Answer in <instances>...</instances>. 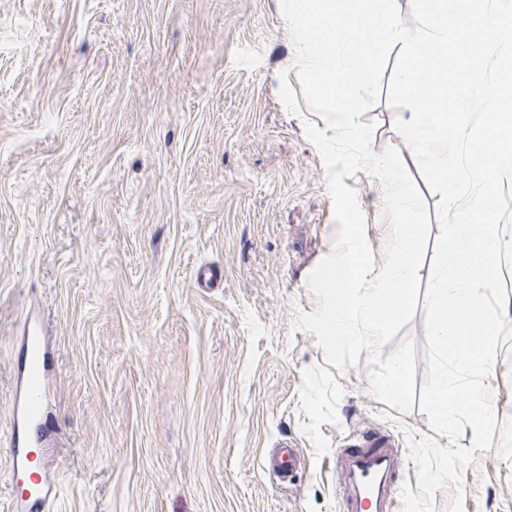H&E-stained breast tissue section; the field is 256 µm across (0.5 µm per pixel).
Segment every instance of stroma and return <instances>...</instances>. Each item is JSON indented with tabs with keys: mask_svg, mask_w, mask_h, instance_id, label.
<instances>
[{
	"mask_svg": "<svg viewBox=\"0 0 512 512\" xmlns=\"http://www.w3.org/2000/svg\"><path fill=\"white\" fill-rule=\"evenodd\" d=\"M309 114L280 0H0V512L29 325L47 340L51 512H341V445L429 433L417 407L384 419L366 364L337 370L293 327L338 228ZM398 116L381 101L361 120L436 212ZM345 183L383 266L380 182ZM405 339L423 385L424 308L381 355ZM486 383L497 427L465 512H512V340Z\"/></svg>",
	"mask_w": 512,
	"mask_h": 512,
	"instance_id": "35a3bbf8",
	"label": "stroma"
}]
</instances>
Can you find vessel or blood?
Instances as JSON below:
<instances>
[{
    "label": "vessel or blood",
    "mask_w": 512,
    "mask_h": 512,
    "mask_svg": "<svg viewBox=\"0 0 512 512\" xmlns=\"http://www.w3.org/2000/svg\"><path fill=\"white\" fill-rule=\"evenodd\" d=\"M26 345L30 358L17 376L14 400L15 424L10 450L11 477L26 483V497L13 500L12 512H47L56 496L52 477V461L48 453H41L39 478H30L32 450L26 430L29 423L40 416L47 389L43 379L40 353L44 336L40 331L29 332ZM406 469L405 459L394 438L388 433L359 436L349 439L336 454V471L356 494L375 506L377 512H401L402 500L393 493V487Z\"/></svg>",
    "instance_id": "vessel-or-blood-1"
}]
</instances>
